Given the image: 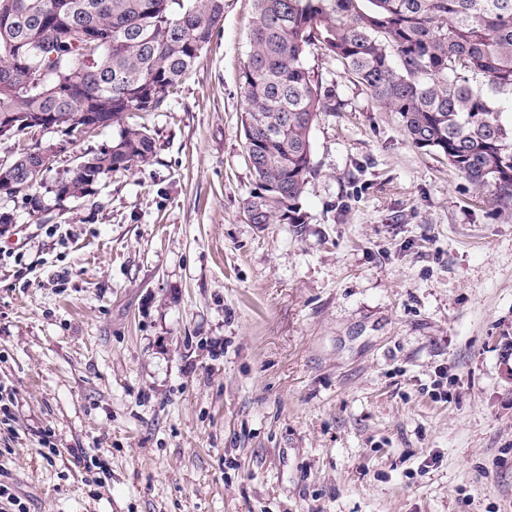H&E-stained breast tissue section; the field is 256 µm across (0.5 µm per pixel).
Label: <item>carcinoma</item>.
<instances>
[{
	"label": "carcinoma",
	"mask_w": 512,
	"mask_h": 512,
	"mask_svg": "<svg viewBox=\"0 0 512 512\" xmlns=\"http://www.w3.org/2000/svg\"><path fill=\"white\" fill-rule=\"evenodd\" d=\"M224 17V0H0V138L43 130L79 139L94 117L119 126L112 145L58 174L56 199L91 195L103 177L147 162L155 142L130 123L157 112L188 75ZM97 38L93 60L85 44ZM242 73L245 147L255 191L252 224H303L299 210L314 171L311 134L336 104L306 64L311 49L402 118L404 135L455 168L493 206L512 203V0H254ZM487 79L489 89L473 84ZM35 144L0 164V199L41 212L33 191L57 169Z\"/></svg>",
	"instance_id": "obj_1"
}]
</instances>
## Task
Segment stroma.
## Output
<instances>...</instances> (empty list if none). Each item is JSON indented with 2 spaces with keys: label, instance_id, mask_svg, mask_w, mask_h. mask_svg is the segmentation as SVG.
Segmentation results:
<instances>
[{
  "label": "stroma",
  "instance_id": "1",
  "mask_svg": "<svg viewBox=\"0 0 512 512\" xmlns=\"http://www.w3.org/2000/svg\"><path fill=\"white\" fill-rule=\"evenodd\" d=\"M252 11L145 113L149 161L0 201V512H512V206L315 49L305 221L249 223ZM117 133L22 143L68 169Z\"/></svg>",
  "mask_w": 512,
  "mask_h": 512
}]
</instances>
